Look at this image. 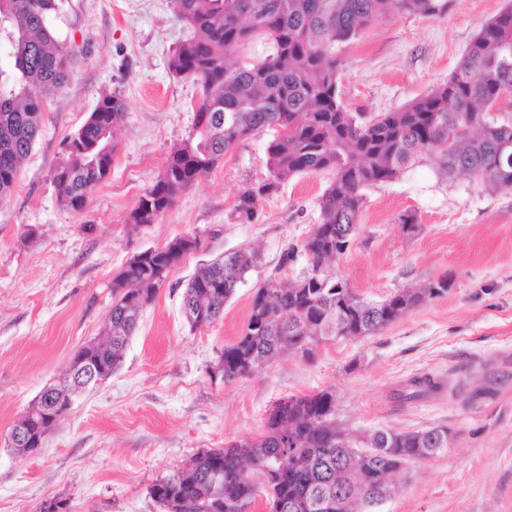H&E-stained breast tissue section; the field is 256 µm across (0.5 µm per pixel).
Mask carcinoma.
Wrapping results in <instances>:
<instances>
[{"label": "carcinoma", "instance_id": "obj_1", "mask_svg": "<svg viewBox=\"0 0 512 512\" xmlns=\"http://www.w3.org/2000/svg\"><path fill=\"white\" fill-rule=\"evenodd\" d=\"M62 0H0V46L13 69H0V200L15 184L18 166L31 151L47 101L71 75L75 52L49 26ZM192 30L169 58L170 71L202 88L188 137L172 150L158 180L138 198L132 223L156 224L185 190L208 175L238 143L273 132L267 146L269 175L235 198L233 213L251 222L263 198L292 177L328 172L320 198V223L301 244L283 254L306 257L299 276L282 286L274 278L253 294L238 339L224 346L221 379L232 382L256 365L287 352L309 355L314 337L373 335L419 304L406 291L379 302L360 298L325 267L352 245L365 190L398 178L419 155L435 156L448 178L460 173L512 189V125L496 124L486 112L512 91V5L487 21L469 43L448 81L412 104L368 121L349 112L340 97L342 61L329 52L362 28L394 11L434 14L436 0H172ZM255 34L272 39L274 54L240 64L234 52ZM125 103L103 95L83 125L66 141L53 170L60 203L83 210L110 173L117 151L113 133ZM182 260L175 240L148 249L139 264L112 280L106 332V369L116 368L141 314L163 285L161 272ZM259 262L243 248L200 268L185 288L181 306L196 312L192 327L211 324ZM444 387L433 376L409 379L406 399ZM335 419L332 393L290 397L275 404L257 443L203 451L190 463L155 481L151 496L163 512H243L263 491L270 512H377L375 490L390 493L394 478L410 464L448 448V427L397 432L379 429L369 438L348 436Z\"/></svg>", "mask_w": 512, "mask_h": 512}]
</instances>
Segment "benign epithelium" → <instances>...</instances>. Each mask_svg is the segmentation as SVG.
I'll list each match as a JSON object with an SVG mask.
<instances>
[{"instance_id":"obj_1","label":"benign epithelium","mask_w":512,"mask_h":512,"mask_svg":"<svg viewBox=\"0 0 512 512\" xmlns=\"http://www.w3.org/2000/svg\"><path fill=\"white\" fill-rule=\"evenodd\" d=\"M108 378L103 371L101 360L91 355L72 357L62 377L47 386L37 404L28 408L14 423L7 439V446L19 448L25 454L43 447L45 434L34 429L33 424L40 418L55 417L54 411L63 399L78 396L88 388Z\"/></svg>"}]
</instances>
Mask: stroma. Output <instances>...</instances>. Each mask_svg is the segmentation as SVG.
Returning <instances> with one entry per match:
<instances>
[{
  "instance_id": "obj_1",
  "label": "stroma",
  "mask_w": 512,
  "mask_h": 512,
  "mask_svg": "<svg viewBox=\"0 0 512 512\" xmlns=\"http://www.w3.org/2000/svg\"><path fill=\"white\" fill-rule=\"evenodd\" d=\"M434 15L394 13L335 45L348 111L391 112L447 81L483 23L512 0H441ZM73 42L70 82L46 107L11 194L0 200V512H39L52 499L69 512H161L153 483L199 452L262 436L275 403L326 390L336 421L359 435L378 429L448 427L452 441L414 463L381 512H512V190L466 175L447 179L421 156L394 181L366 189L349 251L328 261L367 301L449 277L448 293L423 301L383 331L322 341L311 355H287L224 382L214 368L240 336L255 288L295 278L304 258L283 253L320 221L329 173L285 182L256 220L239 222L234 199L266 179L270 133L249 137L187 189L155 224H128L173 146L191 131L197 84L168 70L191 34L171 0H65L51 21ZM126 103L108 177L84 210L62 207L52 175L68 135L105 94ZM415 214L417 233L401 228ZM196 235L144 310L112 376L77 397L30 457L5 440L13 423L99 338L112 309V280L136 252ZM260 261L225 304L197 329L181 298L196 270L242 248ZM429 373L439 393L399 395Z\"/></svg>"
}]
</instances>
